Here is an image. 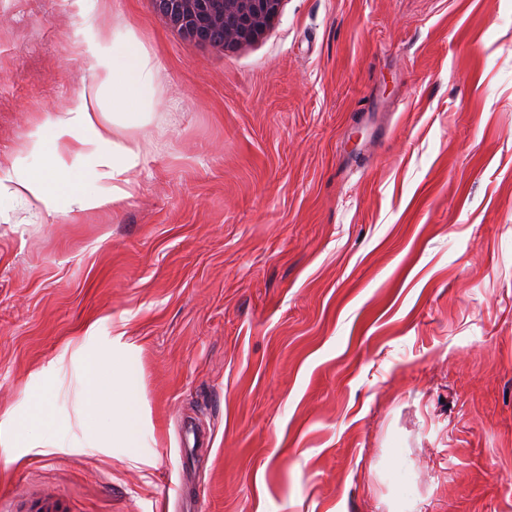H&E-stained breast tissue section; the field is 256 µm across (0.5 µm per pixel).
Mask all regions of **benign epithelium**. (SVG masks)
Returning a JSON list of instances; mask_svg holds the SVG:
<instances>
[{"label": "benign epithelium", "mask_w": 512, "mask_h": 512, "mask_svg": "<svg viewBox=\"0 0 512 512\" xmlns=\"http://www.w3.org/2000/svg\"><path fill=\"white\" fill-rule=\"evenodd\" d=\"M282 0H155L158 12L188 38L228 48L260 40Z\"/></svg>", "instance_id": "obj_1"}]
</instances>
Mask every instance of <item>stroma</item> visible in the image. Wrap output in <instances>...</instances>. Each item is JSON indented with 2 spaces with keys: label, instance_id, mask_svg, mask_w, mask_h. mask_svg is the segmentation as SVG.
I'll use <instances>...</instances> for the list:
<instances>
[{
  "label": "stroma",
  "instance_id": "35a3bbf8",
  "mask_svg": "<svg viewBox=\"0 0 512 512\" xmlns=\"http://www.w3.org/2000/svg\"><path fill=\"white\" fill-rule=\"evenodd\" d=\"M130 31L133 196L0 202V512H512V0H283L224 50L0 0V179ZM90 359L139 369V447L89 437ZM48 373L70 425L18 436Z\"/></svg>",
  "mask_w": 512,
  "mask_h": 512
}]
</instances>
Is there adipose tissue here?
<instances>
[{
  "mask_svg": "<svg viewBox=\"0 0 512 512\" xmlns=\"http://www.w3.org/2000/svg\"><path fill=\"white\" fill-rule=\"evenodd\" d=\"M88 68L103 74L112 88V107L104 109L99 95L80 94L74 106L38 127L15 160L21 173L8 181L0 180V200L23 199L53 214L59 204L69 211L82 212L130 198L135 185L130 171L139 162L142 145L133 138L116 134L110 114L124 122L145 121V96L154 81L151 58L135 34L122 41L89 43L84 50ZM46 163L43 171L30 169V160ZM116 393L120 402L114 411L118 424L110 431L127 447H137L142 411L136 372L122 364L104 371L93 360L86 361L81 381V404L87 431L98 437L96 419L107 395Z\"/></svg>",
  "mask_w": 512,
  "mask_h": 512,
  "instance_id": "1",
  "label": "adipose tissue"
}]
</instances>
